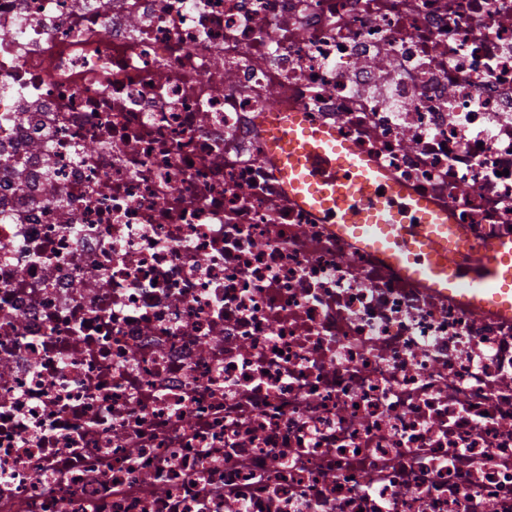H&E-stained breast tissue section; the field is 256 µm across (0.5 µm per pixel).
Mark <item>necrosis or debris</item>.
Here are the masks:
<instances>
[{"instance_id": "4bbe7bcc", "label": "necrosis or debris", "mask_w": 512, "mask_h": 512, "mask_svg": "<svg viewBox=\"0 0 512 512\" xmlns=\"http://www.w3.org/2000/svg\"><path fill=\"white\" fill-rule=\"evenodd\" d=\"M273 110L512 238V0H0V512H512V318L300 206Z\"/></svg>"}]
</instances>
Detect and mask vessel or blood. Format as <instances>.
Listing matches in <instances>:
<instances>
[{"label": "vessel or blood", "instance_id": "1", "mask_svg": "<svg viewBox=\"0 0 512 512\" xmlns=\"http://www.w3.org/2000/svg\"><path fill=\"white\" fill-rule=\"evenodd\" d=\"M267 149L288 194L403 276L458 293L469 306L512 315V239L475 246L428 198L301 112H271Z\"/></svg>", "mask_w": 512, "mask_h": 512}]
</instances>
